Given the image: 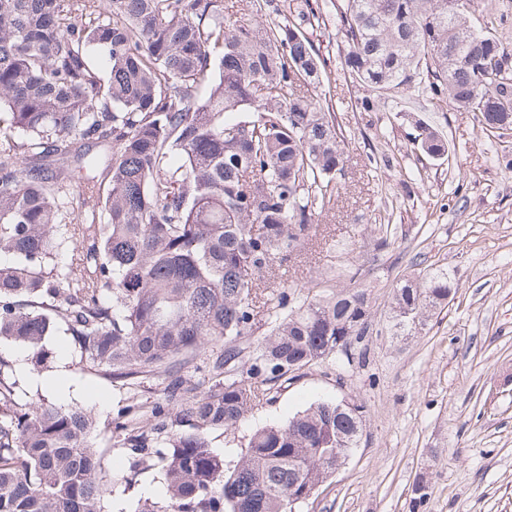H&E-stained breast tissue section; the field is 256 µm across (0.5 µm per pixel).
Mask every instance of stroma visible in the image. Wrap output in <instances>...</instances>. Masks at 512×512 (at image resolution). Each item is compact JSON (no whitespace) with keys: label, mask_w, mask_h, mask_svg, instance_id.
Instances as JSON below:
<instances>
[{"label":"stroma","mask_w":512,"mask_h":512,"mask_svg":"<svg viewBox=\"0 0 512 512\" xmlns=\"http://www.w3.org/2000/svg\"><path fill=\"white\" fill-rule=\"evenodd\" d=\"M318 3L329 17L312 34L328 60L322 96L336 112L349 162L334 210L304 254L267 280L265 296L276 299L285 284L318 293L364 287L385 328L350 357L334 355L279 380L240 426L211 430V446L231 467L254 430L315 402L354 399L366 406L359 448L319 487L314 504L296 512H512V169L505 166L512 132L482 130L472 113L453 106L430 111L414 90L391 93L376 111L359 109L365 91L338 55L332 0ZM490 19L512 46V0H472L471 25ZM413 116L442 132L448 159L414 147ZM434 265L447 270L454 300L412 335L396 334L387 322L397 280ZM46 346L53 369L42 373L27 348L0 342L15 402L91 412V441L105 449L112 477L107 512H133L138 500L161 497V470L132 474L113 421L131 400H164V378L131 389L80 369L62 328ZM419 480L429 495L416 509Z\"/></svg>","instance_id":"1"}]
</instances>
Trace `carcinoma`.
<instances>
[{"instance_id": "obj_1", "label": "carcinoma", "mask_w": 512, "mask_h": 512, "mask_svg": "<svg viewBox=\"0 0 512 512\" xmlns=\"http://www.w3.org/2000/svg\"><path fill=\"white\" fill-rule=\"evenodd\" d=\"M105 3L102 19L98 0H0V256L13 258L0 265V341L30 347L39 368L62 325L83 368L126 385L169 379L150 422L142 403L115 422L132 467L164 473L166 501L135 512H290V495L326 482L336 456L359 446L363 405L314 403L259 428L231 469L208 433L245 421L268 383L348 354L376 327L365 288L294 306L284 291L264 337L240 343L267 304L261 281L313 240L347 162L308 33L327 15L289 0L284 21L248 25L224 16V0ZM469 5H336L344 65L372 93L361 108L414 88L483 130L511 131L512 48L472 29ZM411 123L419 151L449 157L438 128ZM108 140L105 168L85 165L103 222L66 219L72 161ZM455 295L441 270L400 279L394 329L425 324ZM208 347L200 390L182 372ZM11 376L0 360V512H105L92 414L46 402L21 411Z\"/></svg>"}]
</instances>
